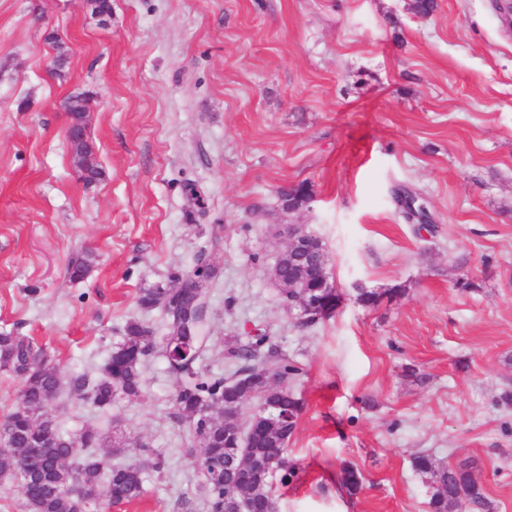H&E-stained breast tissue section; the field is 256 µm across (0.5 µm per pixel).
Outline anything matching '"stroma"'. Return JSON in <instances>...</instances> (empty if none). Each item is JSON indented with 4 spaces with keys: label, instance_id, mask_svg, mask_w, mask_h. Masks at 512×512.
Segmentation results:
<instances>
[{
    "label": "stroma",
    "instance_id": "35a3bbf8",
    "mask_svg": "<svg viewBox=\"0 0 512 512\" xmlns=\"http://www.w3.org/2000/svg\"><path fill=\"white\" fill-rule=\"evenodd\" d=\"M0 0V332L61 379L99 375L144 288L215 269L202 370L264 333L307 369L279 512H430L412 466L472 462L512 512V29L495 0ZM67 63L54 69L53 58ZM87 98L100 176L62 103ZM309 201L285 212L280 191ZM323 241L343 297L302 327L272 268L279 225ZM87 256L86 276L69 266ZM382 293L368 309L360 289ZM163 359L106 409L62 390L58 429L156 449L143 495L183 512L197 475ZM361 472L355 494L342 467Z\"/></svg>",
    "mask_w": 512,
    "mask_h": 512
}]
</instances>
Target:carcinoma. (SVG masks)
I'll use <instances>...</instances> for the list:
<instances>
[{
    "label": "carcinoma",
    "mask_w": 512,
    "mask_h": 512,
    "mask_svg": "<svg viewBox=\"0 0 512 512\" xmlns=\"http://www.w3.org/2000/svg\"><path fill=\"white\" fill-rule=\"evenodd\" d=\"M214 272L200 265L178 279L172 288H150L137 298L144 311L158 310L163 315L165 333L156 341L154 331L139 319L127 322L125 336L109 353L101 376L74 374L69 389L80 400L99 409L112 405L115 395L129 398L141 395L142 366L150 357H167L172 342L187 340L196 348L204 346L208 323L184 321L178 312L196 296L209 298L207 284ZM227 373L207 374L200 367L193 371L166 361L168 373L175 379L172 397L174 417L187 424L185 443L199 445L200 459L193 462L197 471L199 507L206 512H224V496L245 494L252 512H268L273 502L274 485L283 487L295 481L296 468L285 458L288 441L293 436L302 409L297 386L305 373L295 358L282 354L273 337L260 335L249 344L228 345ZM52 359L31 338L11 332L0 333V370L11 372L23 381L17 407L0 421V490L8 485L20 489L29 512H84L91 502L107 505L139 498L144 489L145 466L156 472L165 466V458L139 440L127 439L123 446L137 448L143 461L111 464L99 453L100 436L86 430L64 435L51 418V408L62 392L58 372L49 367ZM277 369L290 386L268 392L265 397H249V387L233 381L243 371L256 378ZM226 403L249 411L255 424L247 436V454L264 461L258 473H234L224 476V418L217 410ZM294 419L290 426L281 424V416ZM415 471L423 475L431 488V512H448L465 505L471 512H486L487 501L474 468L468 463L448 466L429 454L413 458Z\"/></svg>",
    "instance_id": "carcinoma-1"
}]
</instances>
